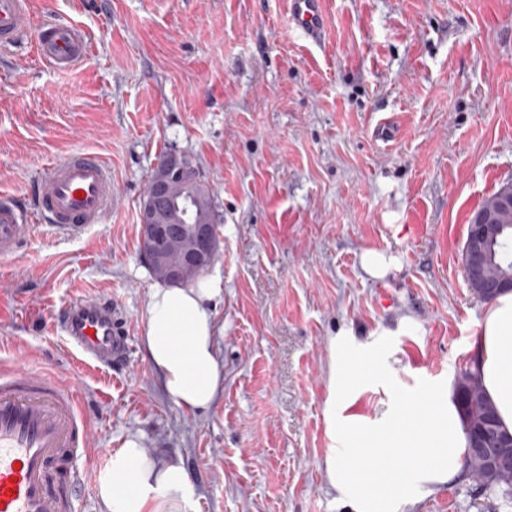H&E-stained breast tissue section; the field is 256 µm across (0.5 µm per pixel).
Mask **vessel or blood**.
<instances>
[{
  "instance_id": "1",
  "label": "vessel or blood",
  "mask_w": 512,
  "mask_h": 512,
  "mask_svg": "<svg viewBox=\"0 0 512 512\" xmlns=\"http://www.w3.org/2000/svg\"><path fill=\"white\" fill-rule=\"evenodd\" d=\"M324 0H290L293 28L320 41ZM32 42L38 57L68 70L85 56L81 31L63 20L33 31L29 0H0V45ZM112 179L102 160L76 152L49 166L34 182L30 204L0 203V258L14 254L36 220L74 236L104 216ZM59 335L81 362L118 369L130 349L123 311L102 296L63 306L54 318ZM92 425L75 381L37 374L24 365L0 369V512H76L80 493L90 491L73 467L88 457Z\"/></svg>"
}]
</instances>
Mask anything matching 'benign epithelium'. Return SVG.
I'll use <instances>...</instances> for the list:
<instances>
[{"instance_id": "obj_1", "label": "benign epithelium", "mask_w": 512, "mask_h": 512, "mask_svg": "<svg viewBox=\"0 0 512 512\" xmlns=\"http://www.w3.org/2000/svg\"><path fill=\"white\" fill-rule=\"evenodd\" d=\"M161 171L152 182V193L140 208V234L157 240L158 247L143 255L147 265L165 270L166 280L182 283L203 276L214 264L218 251L217 225L200 218L188 226L171 224L169 206L170 183L183 184L202 181L199 168L181 156L171 154L160 163ZM512 218V191L501 197L496 207L480 212L469 225V250L465 274L470 288L477 293L489 294L501 287L511 286L512 280L493 277L488 270V240L498 225ZM495 450L488 449L485 427L477 424L473 429L471 453L479 457L487 470L498 465V448H511L512 435L494 434Z\"/></svg>"}]
</instances>
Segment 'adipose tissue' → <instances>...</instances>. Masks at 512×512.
I'll list each match as a JSON object with an SVG mask.
<instances>
[{
  "label": "adipose tissue",
  "instance_id": "obj_1",
  "mask_svg": "<svg viewBox=\"0 0 512 512\" xmlns=\"http://www.w3.org/2000/svg\"><path fill=\"white\" fill-rule=\"evenodd\" d=\"M219 279L153 288L146 304L143 347L168 397L187 410L208 408L224 383L216 354L212 302ZM386 354L376 343L344 336L329 343L325 477L350 512H401L419 489L433 492L462 477L468 430L452 384L429 391L427 403L405 406L395 420L350 413L361 393L360 368ZM472 370L500 423L512 432V292L485 308ZM191 489L182 463L162 461L128 440L101 477L105 512H186Z\"/></svg>",
  "mask_w": 512,
  "mask_h": 512
}]
</instances>
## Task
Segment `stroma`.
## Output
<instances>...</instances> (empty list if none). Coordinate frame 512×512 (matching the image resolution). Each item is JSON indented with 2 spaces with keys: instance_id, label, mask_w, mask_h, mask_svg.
Segmentation results:
<instances>
[{
  "instance_id": "stroma-1",
  "label": "stroma",
  "mask_w": 512,
  "mask_h": 512,
  "mask_svg": "<svg viewBox=\"0 0 512 512\" xmlns=\"http://www.w3.org/2000/svg\"><path fill=\"white\" fill-rule=\"evenodd\" d=\"M323 40L288 0H34L73 21L72 69L0 48V195L27 198L81 150L112 205L76 238L39 223L0 259V366L75 379L92 447L139 437L182 461L194 512H348L325 479L332 337L382 343L353 406L377 417L470 368L485 303L462 264L468 221L512 183V0H325ZM391 128L382 139L378 123ZM199 166L222 216L211 272L224 386L207 409L165 395L143 348L156 280L139 210L161 158ZM394 258L382 277L362 256ZM105 296L127 314L119 373L82 369L50 332L59 307ZM403 512H503L470 477Z\"/></svg>"
}]
</instances>
